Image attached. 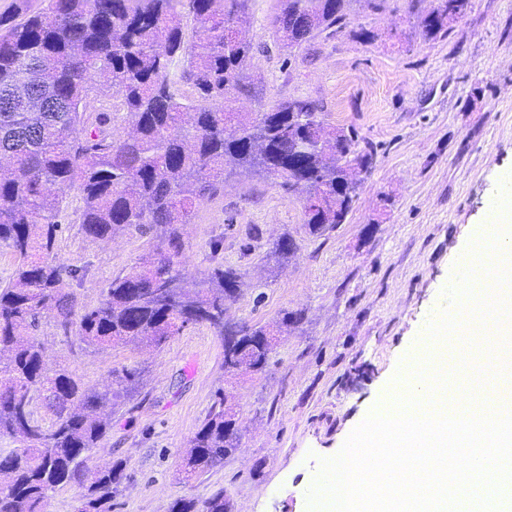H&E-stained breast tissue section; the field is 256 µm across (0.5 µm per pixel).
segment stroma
Here are the masks:
<instances>
[{
	"mask_svg": "<svg viewBox=\"0 0 512 512\" xmlns=\"http://www.w3.org/2000/svg\"><path fill=\"white\" fill-rule=\"evenodd\" d=\"M438 0H352L339 32L280 52L276 0H250V71L259 98L245 112L293 98L317 102L330 125L355 128L373 154L345 223L323 236L304 226V200L270 182L227 175L224 190L194 208L183 228L185 272L217 264L240 276L228 321L264 326L295 320L264 372L224 371V343L194 325L161 350H85L78 326L46 317L36 331L49 368L67 367L89 388L112 371L141 369L139 394L117 409L112 432L86 464L122 463L112 512H169L180 498L224 491L233 512H308L320 461L337 455L387 390L428 323L451 306L445 288L461 272L472 225L481 223L501 170L512 168V0H470L447 34L420 36ZM82 202L69 190L60 262L80 273L81 307L104 298L112 279L153 241L131 229L109 242L87 238ZM287 236L296 251L269 260ZM224 391L241 430L238 449L183 480L182 453Z\"/></svg>",
	"mask_w": 512,
	"mask_h": 512,
	"instance_id": "obj_1",
	"label": "stroma"
}]
</instances>
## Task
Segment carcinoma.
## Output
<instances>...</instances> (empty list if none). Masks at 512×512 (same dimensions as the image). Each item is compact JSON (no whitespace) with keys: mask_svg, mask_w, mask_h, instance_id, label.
Returning <instances> with one entry per match:
<instances>
[{"mask_svg":"<svg viewBox=\"0 0 512 512\" xmlns=\"http://www.w3.org/2000/svg\"><path fill=\"white\" fill-rule=\"evenodd\" d=\"M249 0H48L28 12L16 0L0 16V244L17 260L0 287V512H46L66 485L86 489L77 512H112L122 464L89 471L87 454L112 431L116 408L138 393L141 372L113 371L85 389L66 369L51 370L34 334L44 316L67 329L79 317L84 349L130 343L160 349L190 325L224 337V303L239 289L218 265L189 283L181 228L196 204L224 188V172L258 177L305 195L304 224L321 235L345 223L371 155L357 152L353 129L329 127L318 105L282 101L257 112L232 106L251 94L254 55L238 24ZM350 0H277L272 25L279 48L343 27ZM469 0H441L420 22L434 38L463 15ZM196 22L185 40L184 19ZM113 91L132 130L115 136L107 109L89 110L94 91ZM320 148L294 151L297 142ZM82 201L86 237L109 241L135 228L152 234L143 262L112 279L98 306L77 313L58 261L64 195ZM280 329L239 327L224 369L265 370ZM238 444L235 413L218 391L189 440L181 473L189 480L224 460ZM170 512H226L224 493L180 498Z\"/></svg>","mask_w":512,"mask_h":512,"instance_id":"obj_1","label":"carcinoma"}]
</instances>
